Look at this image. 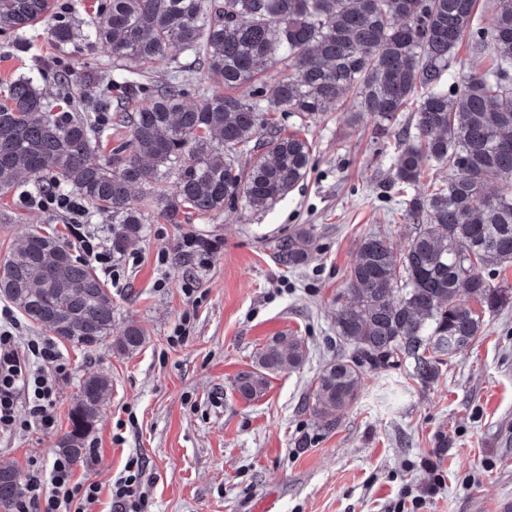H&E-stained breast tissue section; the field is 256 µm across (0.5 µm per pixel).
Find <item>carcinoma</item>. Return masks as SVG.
<instances>
[{
	"label": "carcinoma",
	"mask_w": 512,
	"mask_h": 512,
	"mask_svg": "<svg viewBox=\"0 0 512 512\" xmlns=\"http://www.w3.org/2000/svg\"><path fill=\"white\" fill-rule=\"evenodd\" d=\"M102 0L88 21H56L59 46L101 43L112 57L108 95L99 76L57 77L69 110L53 112L28 75L10 81L0 100V194L23 177L38 187L76 194L92 212L112 217V255L142 236L145 212L169 224L211 218L241 203L265 211L311 170L305 129L347 100L355 120L374 119L376 138L391 145L388 184L410 188L432 170L445 173L412 196L405 218L418 231L397 253L365 238L350 268L347 301L336 313V336L351 356L316 377L312 412L336 428V412L353 404L365 369L412 365L428 384L438 366L481 336L484 316L512 307V289L493 271L512 265V0ZM54 17L53 0H0V34L18 36ZM467 42L492 66L452 72ZM167 59L164 82H145ZM279 68L273 83L268 72ZM218 77L202 83V71ZM199 102L189 105V88ZM84 112H111L129 139L103 157L99 123ZM294 116L288 131L273 113ZM414 123L399 130V116ZM498 180L495 190L488 181ZM173 182V191L163 184ZM140 189L141 195L134 196ZM314 228L303 225L273 246L276 262L306 265ZM470 296L476 310L460 302ZM0 296L60 340L92 349L108 338L121 354L145 344L134 323L112 337V293L89 264L55 236L26 235L0 263ZM307 344L279 336L260 348L253 369L234 389L246 401L263 397L270 377L303 365ZM111 381L87 376L69 414L58 452L84 461ZM20 476L0 465V512H15Z\"/></svg>",
	"instance_id": "1"
}]
</instances>
